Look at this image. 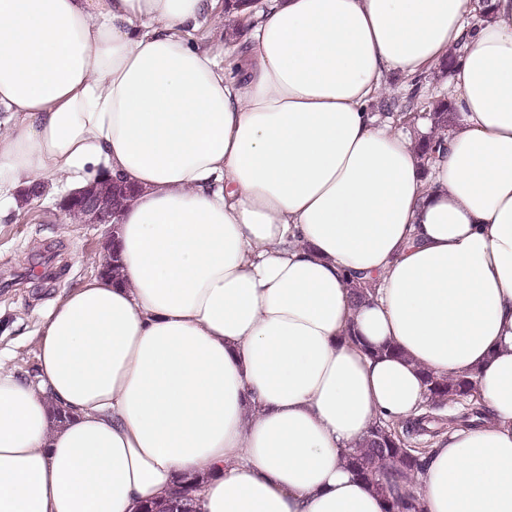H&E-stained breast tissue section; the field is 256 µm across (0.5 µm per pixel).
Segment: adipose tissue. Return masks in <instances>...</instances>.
Returning <instances> with one entry per match:
<instances>
[{
    "label": "adipose tissue",
    "instance_id": "ef3b65f1",
    "mask_svg": "<svg viewBox=\"0 0 512 512\" xmlns=\"http://www.w3.org/2000/svg\"><path fill=\"white\" fill-rule=\"evenodd\" d=\"M216 2L0 0V219L48 179L136 190L36 383L0 359V512H140L186 477L202 512H384L346 455L422 413L425 369L492 421L431 448L418 512H512V0H265L246 45L192 43ZM453 50L425 170L429 126L369 106ZM424 108L426 112H428L431 120L432 135L417 145V153L421 161V167L427 170L429 169L430 163H432V160L435 158L436 153L442 147L443 142L441 135L448 129V124L454 119L455 112H453V105L449 96L427 100ZM435 138L441 139L435 140ZM443 149L444 147H442V150Z\"/></svg>",
    "mask_w": 512,
    "mask_h": 512
}]
</instances>
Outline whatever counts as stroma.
Listing matches in <instances>:
<instances>
[{"label": "stroma", "mask_w": 512, "mask_h": 512, "mask_svg": "<svg viewBox=\"0 0 512 512\" xmlns=\"http://www.w3.org/2000/svg\"><path fill=\"white\" fill-rule=\"evenodd\" d=\"M61 194L49 184L40 201L21 215L0 220V349L10 367L33 377L42 318L77 281L98 272L108 237L106 226L73 224L57 207ZM47 264L46 275L30 274Z\"/></svg>", "instance_id": "obj_1"}]
</instances>
